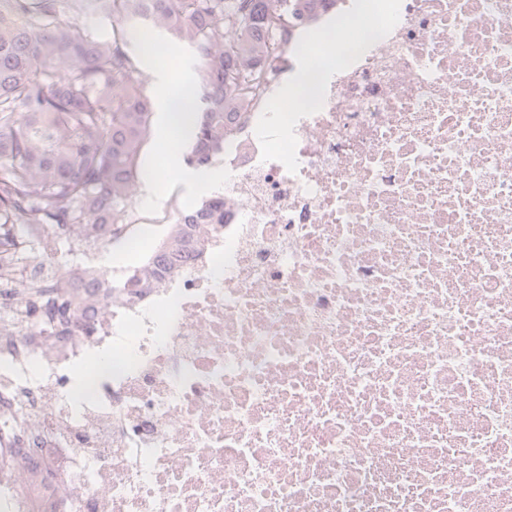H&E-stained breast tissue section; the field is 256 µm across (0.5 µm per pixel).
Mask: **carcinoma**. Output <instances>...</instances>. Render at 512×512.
Returning a JSON list of instances; mask_svg holds the SVG:
<instances>
[{
    "label": "carcinoma",
    "mask_w": 512,
    "mask_h": 512,
    "mask_svg": "<svg viewBox=\"0 0 512 512\" xmlns=\"http://www.w3.org/2000/svg\"><path fill=\"white\" fill-rule=\"evenodd\" d=\"M339 2L0 0V256H25V237L35 231L42 242L57 224L95 239L103 225L126 221L153 135L139 23L165 28L192 51L199 80L184 161L200 170L224 152L242 74L265 73L272 34L286 25L308 30ZM89 14L123 25L103 35L78 24ZM218 218L211 199L184 214L187 224ZM79 280L115 300L129 286H151L148 274L114 283L89 267L70 269L64 299L76 316L90 311L71 288Z\"/></svg>",
    "instance_id": "obj_1"
}]
</instances>
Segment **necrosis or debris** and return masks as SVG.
Masks as SVG:
<instances>
[{
    "instance_id": "obj_1",
    "label": "necrosis or debris",
    "mask_w": 512,
    "mask_h": 512,
    "mask_svg": "<svg viewBox=\"0 0 512 512\" xmlns=\"http://www.w3.org/2000/svg\"><path fill=\"white\" fill-rule=\"evenodd\" d=\"M369 26L333 69L276 31L224 217L158 287L90 319L0 302V460L65 435L51 512H512V0ZM180 221L107 225L138 256L113 277Z\"/></svg>"
}]
</instances>
